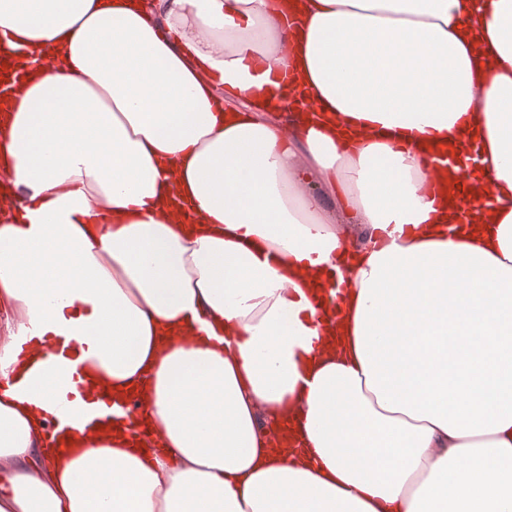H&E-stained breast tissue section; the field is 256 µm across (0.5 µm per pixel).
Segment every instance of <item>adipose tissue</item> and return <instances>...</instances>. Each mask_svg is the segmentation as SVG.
Here are the masks:
<instances>
[{
    "mask_svg": "<svg viewBox=\"0 0 512 512\" xmlns=\"http://www.w3.org/2000/svg\"><path fill=\"white\" fill-rule=\"evenodd\" d=\"M0 32V512H512V0H0ZM80 383L143 435L47 448Z\"/></svg>",
    "mask_w": 512,
    "mask_h": 512,
    "instance_id": "adipose-tissue-1",
    "label": "adipose tissue"
}]
</instances>
